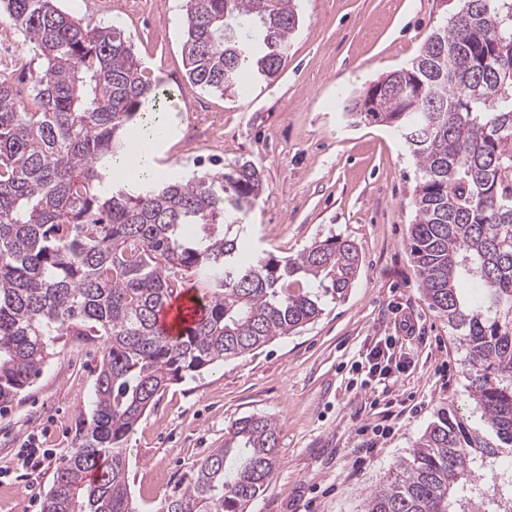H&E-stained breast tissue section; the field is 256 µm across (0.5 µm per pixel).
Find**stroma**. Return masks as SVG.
<instances>
[{"label": "stroma", "instance_id": "obj_1", "mask_svg": "<svg viewBox=\"0 0 512 512\" xmlns=\"http://www.w3.org/2000/svg\"><path fill=\"white\" fill-rule=\"evenodd\" d=\"M59 6L122 30L163 91L162 173L181 180L216 165L260 169L265 190L247 217L249 258L294 259L332 236L362 256L346 297H321L315 322L157 397L126 442L137 512H163L197 461L223 447L245 416L278 424L276 465L247 512H358L439 408L479 421L465 351L424 300L405 244L416 165L392 129L352 119L343 103L419 54L447 20L443 0H298L301 24L278 75L221 95L187 82L184 0ZM189 123L195 140L187 145ZM404 318L413 335L401 330ZM101 346L64 337L18 402L0 412V512H42L55 466L26 469L19 456L40 448L56 459L73 448L92 415ZM376 347L391 353L384 379L361 367ZM365 426L385 436L364 455Z\"/></svg>", "mask_w": 512, "mask_h": 512}]
</instances>
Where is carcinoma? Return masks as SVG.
Returning <instances> with one entry per match:
<instances>
[{"mask_svg":"<svg viewBox=\"0 0 512 512\" xmlns=\"http://www.w3.org/2000/svg\"><path fill=\"white\" fill-rule=\"evenodd\" d=\"M58 0H0L40 66L28 97L0 75V408L65 336L103 339L91 422L64 456L43 512H136L125 442L156 397L188 374L299 332L320 296L342 297L360 257L349 240L294 260L244 259V220L263 193L250 163L187 181L112 175L160 92L122 31ZM412 62L345 98L394 129L419 178L407 247L425 299L466 350L469 396L487 430L442 409L362 512H512V0H459ZM300 22L295 0H186L188 83L224 93L275 77ZM203 285L188 325L161 314L183 282ZM277 423L246 416L200 460L166 512H245L276 462Z\"/></svg>","mask_w":512,"mask_h":512,"instance_id":"obj_1","label":"carcinoma"}]
</instances>
